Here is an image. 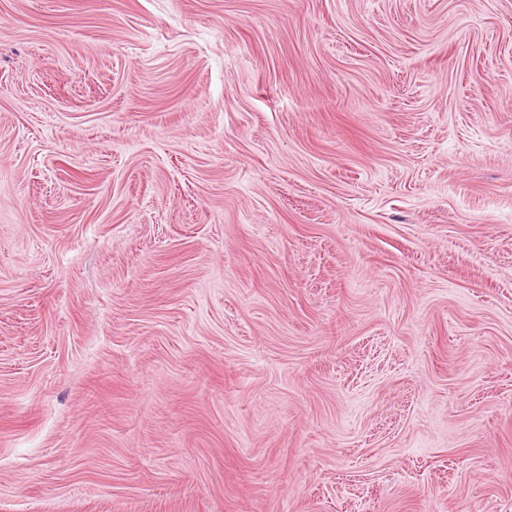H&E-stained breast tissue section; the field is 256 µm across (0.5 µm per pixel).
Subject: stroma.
Segmentation results:
<instances>
[{
	"instance_id": "obj_1",
	"label": "stroma",
	"mask_w": 512,
	"mask_h": 512,
	"mask_svg": "<svg viewBox=\"0 0 512 512\" xmlns=\"http://www.w3.org/2000/svg\"><path fill=\"white\" fill-rule=\"evenodd\" d=\"M0 512H512V0H0Z\"/></svg>"
}]
</instances>
